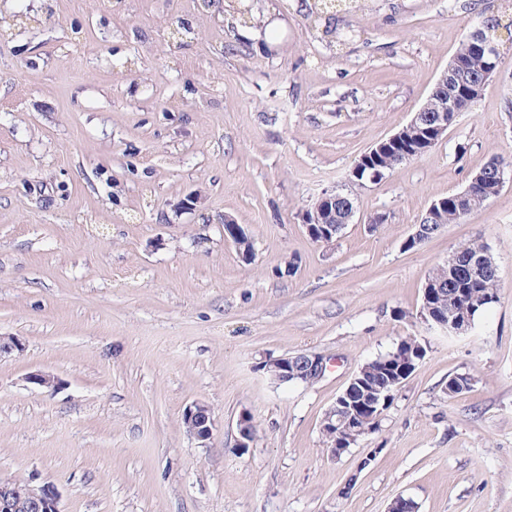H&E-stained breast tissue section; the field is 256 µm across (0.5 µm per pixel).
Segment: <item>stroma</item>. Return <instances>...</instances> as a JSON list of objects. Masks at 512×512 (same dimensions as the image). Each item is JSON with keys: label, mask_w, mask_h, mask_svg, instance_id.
Wrapping results in <instances>:
<instances>
[{"label": "stroma", "mask_w": 512, "mask_h": 512, "mask_svg": "<svg viewBox=\"0 0 512 512\" xmlns=\"http://www.w3.org/2000/svg\"><path fill=\"white\" fill-rule=\"evenodd\" d=\"M487 3L369 0L329 42L302 0H257L247 23L224 0H0V336L25 345L0 359V475L53 483L63 512H512V166L486 205L404 247L432 201L512 156V32L432 151L348 178ZM334 191L355 217L314 242L302 216ZM475 239L498 304L468 335L426 329L425 280ZM409 336L424 359L378 430L332 455L326 412ZM305 352L327 361L316 383L263 369ZM452 375L470 388L446 394ZM195 402L216 422L204 444L182 420ZM387 145L385 141L378 143L371 149H369L367 152L362 154L359 159L355 162L354 166L352 167L350 171V178L349 180L352 182H361L362 177L368 176V179L370 181H376L382 177V173L378 170H374L371 173L366 172V169H370V162L369 159L373 156L374 153L379 152L382 150V148Z\"/></svg>", "instance_id": "35a3bbf8"}]
</instances>
